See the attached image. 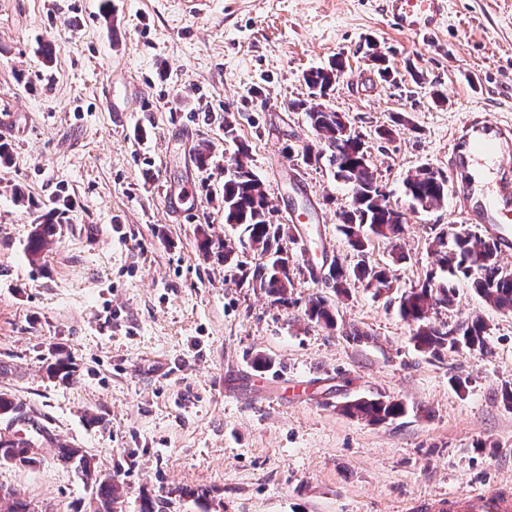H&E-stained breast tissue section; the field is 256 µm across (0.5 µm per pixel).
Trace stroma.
Returning a JSON list of instances; mask_svg holds the SVG:
<instances>
[{"instance_id":"35a3bbf8","label":"stroma","mask_w":512,"mask_h":512,"mask_svg":"<svg viewBox=\"0 0 512 512\" xmlns=\"http://www.w3.org/2000/svg\"><path fill=\"white\" fill-rule=\"evenodd\" d=\"M337 59L344 73L321 104L362 136L406 212L402 259L375 238L364 255L390 269L388 292L354 283L338 295L324 280L358 259L338 221L351 191L328 164H304L317 137L291 104L309 97L306 72ZM226 108L289 229L284 304L240 280L264 258L224 221L234 146L206 115ZM472 109L512 121V0H450L432 37L392 30L383 0H208L196 13L182 0H112L107 14L101 0H0L12 148L0 165V393L22 409L0 417V433L38 428L87 451L123 485V512H141L146 496L168 498V512H406L512 487V311L463 279L450 307L431 310L436 325L483 319L484 352L421 349L398 311L404 291L438 273L434 239L462 226L449 201L411 210L403 181L426 165L447 171L451 134ZM204 141L214 155L201 169ZM16 186L41 205L72 202L35 264L37 213L14 202ZM224 244L237 264L220 258ZM318 295L335 327L307 319ZM61 356L64 384L46 373ZM357 398L405 412L381 423L344 413ZM0 487L36 512L93 510L81 477L48 454L0 463ZM197 487L209 502L180 494Z\"/></svg>"}]
</instances>
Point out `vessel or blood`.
Masks as SVG:
<instances>
[{"label": "vessel or blood", "mask_w": 512, "mask_h": 512, "mask_svg": "<svg viewBox=\"0 0 512 512\" xmlns=\"http://www.w3.org/2000/svg\"><path fill=\"white\" fill-rule=\"evenodd\" d=\"M449 0H384L389 25L402 34L430 36L448 19ZM448 181L463 223L512 253V124L469 112L455 130ZM421 512H512V495L486 484L468 493L420 502Z\"/></svg>", "instance_id": "1"}]
</instances>
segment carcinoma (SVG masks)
Here are the masks:
<instances>
[{
    "label": "carcinoma",
    "mask_w": 512,
    "mask_h": 512,
    "mask_svg": "<svg viewBox=\"0 0 512 512\" xmlns=\"http://www.w3.org/2000/svg\"><path fill=\"white\" fill-rule=\"evenodd\" d=\"M342 66V61L336 60L327 68L307 72L304 81L310 95H327L333 87L330 72ZM292 108L307 112L311 126L322 142V146L316 150L308 145L303 148L304 162L317 165L327 160L335 169V176L351 189V206L339 214L340 228L349 244L362 253L365 239L371 235L388 241L391 248H396L403 232V222L390 207L376 170L364 157L366 149L361 137L356 135L352 139H341L342 114L339 112H323L303 100L293 102ZM222 126L224 138L236 143V168L232 174L224 177V220L240 226L242 238L249 247L266 257V262L253 271L252 287L285 302L288 288L292 286L290 272L281 263L280 257V253L285 251L283 241L288 236L286 225L275 219L276 210L270 206L264 184L248 165L249 145L238 140L235 117L228 111L222 116ZM404 193L413 208H435L448 195V177L429 166H423L404 180ZM64 214L60 207L48 206L37 216L27 249L31 263L41 260L45 243L57 234V225L62 223ZM435 253L446 278L437 280L430 276L419 287L404 292L398 304L399 314L407 324L414 326L413 339L422 349L438 351L447 347L456 349L462 345L482 352L488 339V326L483 320L477 318L450 324L445 330L429 321L428 311L435 306H451L455 294L454 281L460 278L470 281L475 291L489 304L512 310V271L498 264V251L493 242L466 229L454 233L447 241L438 238ZM350 278L379 290H388L392 285L389 271L360 261L350 269L342 265L334 269L332 288L336 294L345 292V284ZM306 316L308 320L328 327L335 323L333 308L322 296L310 300ZM49 375L61 382L68 380V359H56L49 367ZM348 410L371 421L382 422L402 415L404 405L398 401L362 399L350 405ZM40 447L36 436L6 437L1 434L0 463L30 464L35 461L33 451ZM50 452L91 485L96 500L94 512H122V491L114 475L98 472L93 458L80 448L59 445ZM3 500L10 503L7 512H35L30 504L17 498L14 491L0 492V502Z\"/></svg>",
    "instance_id": "carcinoma-1"
}]
</instances>
